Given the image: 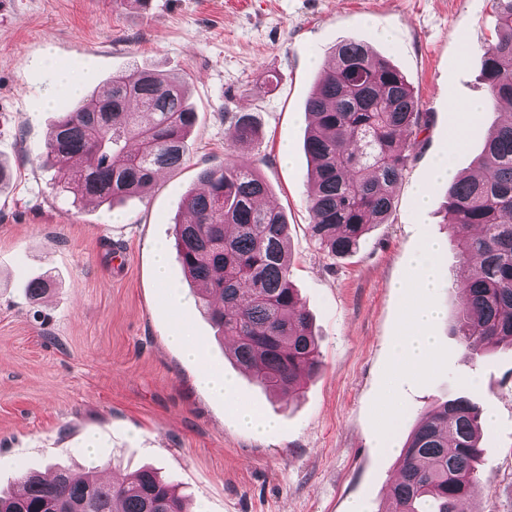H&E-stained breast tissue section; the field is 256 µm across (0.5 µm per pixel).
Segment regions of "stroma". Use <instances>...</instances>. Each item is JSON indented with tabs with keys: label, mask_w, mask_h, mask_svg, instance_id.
Wrapping results in <instances>:
<instances>
[{
	"label": "stroma",
	"mask_w": 512,
	"mask_h": 512,
	"mask_svg": "<svg viewBox=\"0 0 512 512\" xmlns=\"http://www.w3.org/2000/svg\"><path fill=\"white\" fill-rule=\"evenodd\" d=\"M495 38L491 0H0V161L13 169L0 188V489L51 463L103 479L151 464L193 512H382L419 418L468 387L490 433L469 507L512 512V348L479 357L453 335L455 248L438 260L436 355L420 373L399 361L417 301L413 258L449 238L448 183L430 171L459 107L485 104L456 154L463 171L502 119L481 76ZM344 41L404 75L422 129L388 222L333 257L309 229L305 102ZM60 66L88 93L136 67L185 79L198 114L185 164L112 206L56 195L38 153L79 103L58 94ZM237 112L254 116L259 137L235 151L226 132ZM231 160L255 163L287 217L290 280L323 359L294 396L269 397L226 356L172 251L198 171ZM160 244L170 249L165 286L154 273ZM36 278L49 291L34 302L26 286ZM178 327L202 347L199 360L170 344ZM205 369L229 378L273 429L242 426L230 401L199 383Z\"/></svg>",
	"instance_id": "1"
}]
</instances>
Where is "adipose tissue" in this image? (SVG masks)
<instances>
[{"label":"adipose tissue","mask_w":512,"mask_h":512,"mask_svg":"<svg viewBox=\"0 0 512 512\" xmlns=\"http://www.w3.org/2000/svg\"><path fill=\"white\" fill-rule=\"evenodd\" d=\"M441 251V244H429L416 261L418 278L415 288L418 300L409 309V321L415 335L408 340L400 355L402 365L414 371L424 369L432 360L435 352L431 327L437 316V311L429 302L428 297L436 286L437 260Z\"/></svg>","instance_id":"ef3b65f1"}]
</instances>
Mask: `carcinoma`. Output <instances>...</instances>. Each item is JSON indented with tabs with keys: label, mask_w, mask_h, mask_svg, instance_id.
<instances>
[{
	"label": "carcinoma",
	"mask_w": 512,
	"mask_h": 512,
	"mask_svg": "<svg viewBox=\"0 0 512 512\" xmlns=\"http://www.w3.org/2000/svg\"><path fill=\"white\" fill-rule=\"evenodd\" d=\"M499 36L484 52L482 77L493 103L512 102V0H493ZM305 140L313 215L311 235L327 254L350 255L375 224L387 223L396 188L421 130L419 101L404 76L369 46L340 44L306 101ZM196 123L184 82L149 70L112 75L48 132L39 158L58 169L73 202L111 203L146 193L162 169L186 160ZM252 116L232 117L227 141L249 144ZM478 173L448 183L447 223L465 300L453 325L479 354L512 345V117L491 131ZM200 190L183 199L188 219L175 225L184 272L231 353L269 393H289L316 375L321 353L308 313L289 278L288 223L259 205L266 182L246 163L201 170ZM482 410L461 393L427 414L410 434L387 512H468L483 448ZM0 512H186L177 486L142 467L119 483L21 471L18 489L0 494Z\"/></svg>",
	"instance_id": "1"
}]
</instances>
